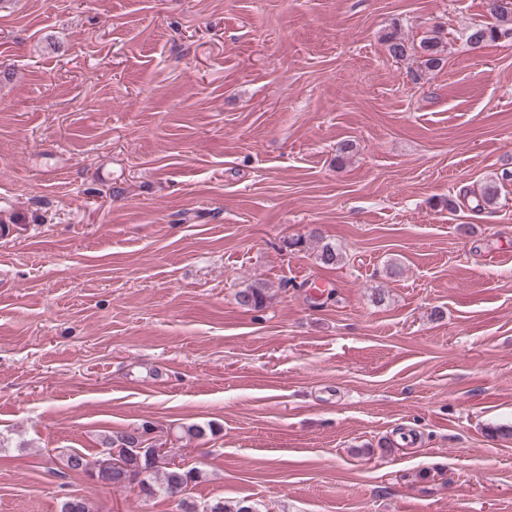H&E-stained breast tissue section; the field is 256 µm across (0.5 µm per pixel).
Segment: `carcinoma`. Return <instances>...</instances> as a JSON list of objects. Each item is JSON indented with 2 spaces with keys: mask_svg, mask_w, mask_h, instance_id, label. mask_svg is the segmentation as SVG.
<instances>
[{
  "mask_svg": "<svg viewBox=\"0 0 512 512\" xmlns=\"http://www.w3.org/2000/svg\"><path fill=\"white\" fill-rule=\"evenodd\" d=\"M494 22L475 24L467 31L469 43L479 41L482 44L492 43L503 37L512 38V0H491ZM388 54L395 59H402L423 50L424 64L428 69L441 65L442 38L440 32L434 31L423 38L419 46H414L402 38L397 30H392L382 36ZM499 199V188L496 183L486 185L477 198V206L484 209L493 208ZM239 304L255 310H262L268 300L267 284L255 280L237 292ZM150 429L144 424L129 430L113 431L105 436L103 445L118 450L116 457L107 460L98 458L89 462L82 454L72 452L67 455V467L74 472L91 474L105 468L112 470L110 485L124 488L135 484L139 487V495L144 499L154 496L169 495L170 490L179 486L182 496L178 502L181 512H260L246 499L233 504H227L221 499L210 500L202 507L190 501L189 487L191 483L201 478V473L193 468H172L165 457H154L138 449L149 441Z\"/></svg>",
  "mask_w": 512,
  "mask_h": 512,
  "instance_id": "1",
  "label": "carcinoma"
}]
</instances>
